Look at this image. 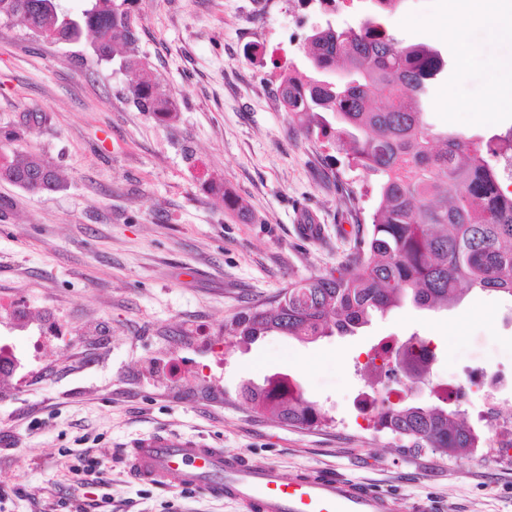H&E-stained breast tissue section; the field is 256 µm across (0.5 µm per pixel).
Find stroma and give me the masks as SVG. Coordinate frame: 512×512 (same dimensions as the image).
I'll return each instance as SVG.
<instances>
[{
  "instance_id": "obj_1",
  "label": "stroma",
  "mask_w": 512,
  "mask_h": 512,
  "mask_svg": "<svg viewBox=\"0 0 512 512\" xmlns=\"http://www.w3.org/2000/svg\"><path fill=\"white\" fill-rule=\"evenodd\" d=\"M450 0H404L385 14L399 42L438 48L448 69L427 120L466 135L512 128L493 98L497 62L512 42L471 25L448 35ZM136 55L178 112L158 123L126 95L133 72L95 63L89 40L52 43L17 19L0 20V134L55 167L60 190L29 194L0 181V334L41 336L36 361L0 372V512H246L130 475L124 456L143 436L195 437L252 465L373 483L434 512H512V448L458 457L404 449L376 429L363 395L385 378L365 361L382 343L432 340L428 383L409 401L434 403L452 384L478 422L485 402L467 376L507 379L497 395L512 417V297L472 290L458 304H406L355 335L314 341L245 340L225 327L275 300L292 282L336 268L356 223L376 206V179L349 167L326 140L288 121L276 89L305 68L314 23L353 25L370 0H138ZM223 182L244 213L205 192ZM316 224L317 240L299 227ZM288 375L329 423L295 428L239 396L249 381ZM93 462L94 474L78 476Z\"/></svg>"
}]
</instances>
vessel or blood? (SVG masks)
<instances>
[{
	"label": "vessel or blood",
	"mask_w": 512,
	"mask_h": 512,
	"mask_svg": "<svg viewBox=\"0 0 512 512\" xmlns=\"http://www.w3.org/2000/svg\"><path fill=\"white\" fill-rule=\"evenodd\" d=\"M133 476L182 485L213 498L242 502L247 512H401V503L370 484L330 475H290L203 448L192 438L153 434L134 442Z\"/></svg>",
	"instance_id": "vessel-or-blood-1"
}]
</instances>
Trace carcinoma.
<instances>
[{
    "mask_svg": "<svg viewBox=\"0 0 512 512\" xmlns=\"http://www.w3.org/2000/svg\"><path fill=\"white\" fill-rule=\"evenodd\" d=\"M136 2L85 0L73 11L63 0H0V18H18L55 41L79 43L90 35L96 61L110 62L116 46L137 41ZM304 50L307 71L288 70L277 87L283 110L306 138L327 140L349 164L377 178V205L369 227L356 225L355 251L334 272L296 281L273 304L241 313L233 335L316 340L353 334L373 314L406 303L446 307L474 288L512 297V191L503 186L512 180V128L485 140L427 127L426 103L447 63L428 44H400L375 15L355 27L312 30ZM121 67L140 73L127 89L140 111L161 122L173 118L177 101L155 92L140 58L126 56ZM377 96L385 107L372 106ZM4 139L1 181L31 194L61 188L49 161L13 147L20 136L8 132ZM498 156L501 167L490 162ZM206 189L228 209H242L224 183ZM241 396L290 426L322 421L316 404L290 381L248 382ZM377 425L414 449L449 457L490 447L489 437L446 398L430 406L385 400Z\"/></svg>",
    "mask_w": 512,
    "mask_h": 512,
    "instance_id": "obj_1",
    "label": "carcinoma"
}]
</instances>
